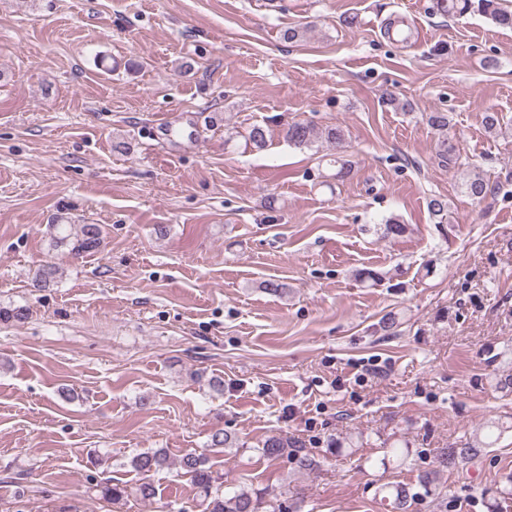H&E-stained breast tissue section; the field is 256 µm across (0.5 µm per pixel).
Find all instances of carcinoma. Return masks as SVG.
<instances>
[{"mask_svg": "<svg viewBox=\"0 0 512 512\" xmlns=\"http://www.w3.org/2000/svg\"><path fill=\"white\" fill-rule=\"evenodd\" d=\"M436 12L448 18H455L468 12H479L491 16L499 25L512 28V11L499 6L498 0H436ZM327 141L341 146L344 141V131L340 127H331L324 132ZM316 128L309 122H293L288 125L285 137L289 143L298 147H310L320 137ZM463 187L465 193L474 201H484L488 194V184L478 174L468 178ZM54 235L52 243L55 247L65 248L73 256L101 250L104 243V233L99 224H82L79 231L72 232L70 224L52 225ZM55 268L45 266L38 270L32 278L30 286L36 290L46 288L53 281ZM235 439L218 428L214 430L207 443L209 448H231ZM482 449L470 443L461 448L440 449L436 463L440 468H446L456 462L468 463L474 460ZM262 456L275 460L283 455L290 456L300 469H311L315 461L295 443L282 438H269L260 448ZM169 465L167 453L161 449L145 451L136 454L131 460V466L139 473L145 474L162 469ZM176 475H188L193 483L203 492L208 504L206 512H260L263 497L255 492L241 488L233 492H223L215 485L216 478L208 466V456L204 453H187L178 463ZM383 503L389 509H400L413 496L411 488L402 483H388L382 487Z\"/></svg>", "mask_w": 512, "mask_h": 512, "instance_id": "cac0c4a2", "label": "carcinoma"}]
</instances>
